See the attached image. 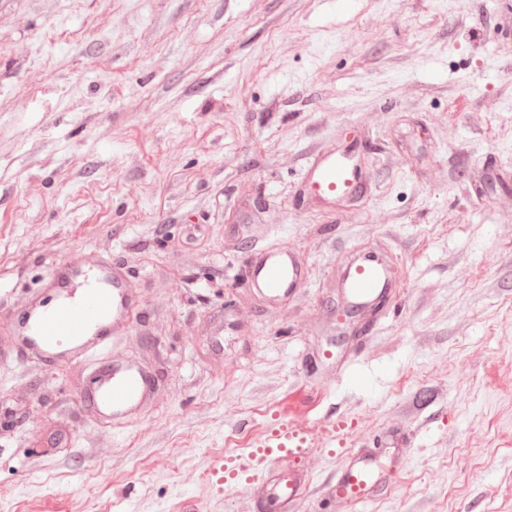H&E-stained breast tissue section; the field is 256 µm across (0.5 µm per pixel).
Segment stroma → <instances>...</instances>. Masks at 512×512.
I'll return each mask as SVG.
<instances>
[{
    "label": "stroma",
    "mask_w": 512,
    "mask_h": 512,
    "mask_svg": "<svg viewBox=\"0 0 512 512\" xmlns=\"http://www.w3.org/2000/svg\"><path fill=\"white\" fill-rule=\"evenodd\" d=\"M347 147L363 196H303ZM268 248L304 260L276 305L242 276ZM368 252L393 286L356 336ZM78 256L142 292L122 347L161 394L117 426L80 404L103 354L12 345ZM284 420L295 512H512V0H0V512H257L224 459ZM392 432L381 495L327 500ZM367 264L349 267L341 284L343 299L349 306L368 307L391 288V270L380 257L366 259Z\"/></svg>",
    "instance_id": "1"
}]
</instances>
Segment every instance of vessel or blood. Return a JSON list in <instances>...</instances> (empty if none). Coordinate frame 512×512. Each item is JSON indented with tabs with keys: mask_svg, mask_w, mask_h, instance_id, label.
I'll return each instance as SVG.
<instances>
[{
	"mask_svg": "<svg viewBox=\"0 0 512 512\" xmlns=\"http://www.w3.org/2000/svg\"><path fill=\"white\" fill-rule=\"evenodd\" d=\"M361 174L348 154L316 155L304 183L315 201L330 202L337 193L355 194ZM93 271V288L76 292L81 273ZM244 278L252 287L264 289L268 298L294 293L304 285L303 270L296 258L280 250H266L249 257ZM55 286L68 305L47 308L32 300L14 343L18 349L40 356L71 357L109 347L122 335L130 306L139 299L136 285L117 269L94 267L86 261L59 266ZM343 299L350 306L368 307L391 288V270L377 257L348 269L341 284ZM158 395V384L148 366L130 359H116L95 379L89 401L102 415L115 418L149 406ZM306 439L294 426L280 423L248 451L257 464L270 467L260 493L263 512H294L307 491L303 462ZM387 469L380 459L359 455L350 459L336 479L325 486L328 498L357 505L371 499Z\"/></svg>",
	"mask_w": 512,
	"mask_h": 512,
	"instance_id": "b4317fda",
	"label": "vessel or blood"
}]
</instances>
